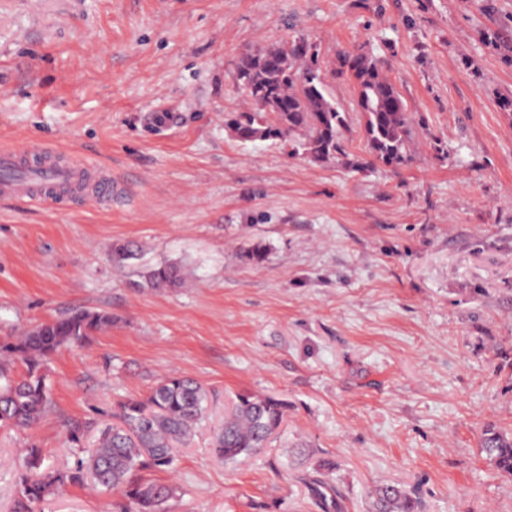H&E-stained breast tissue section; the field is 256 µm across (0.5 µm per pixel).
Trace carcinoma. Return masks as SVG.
Wrapping results in <instances>:
<instances>
[{
	"label": "carcinoma",
	"mask_w": 512,
	"mask_h": 512,
	"mask_svg": "<svg viewBox=\"0 0 512 512\" xmlns=\"http://www.w3.org/2000/svg\"><path fill=\"white\" fill-rule=\"evenodd\" d=\"M236 85L247 106L224 113V125L241 143L272 140L311 162L347 157L345 134L351 116L329 93V83L342 80L354 89V110L367 146V157L346 161L353 172L377 166L397 170L412 160L413 139L430 136L424 117L415 116L383 60L362 44L338 54L332 64L320 60L317 46L303 35L264 51L242 53L235 68ZM144 288H167L182 281L176 263L146 266L139 271ZM112 324L100 311L76 309L41 323L18 336L0 340V426L30 428L51 409L43 362L64 346L82 344ZM21 363L22 379L10 366ZM210 392L201 383L179 374L160 379L149 394L119 403V423L96 430V448L69 472H42L37 445L28 446L20 478V509L57 493L68 483H83L90 475L104 492H120L136 512H166L175 497L173 484L141 475L173 467L174 450L184 444L206 415ZM286 405L270 396L239 394L215 434L212 453L235 463L267 447L282 425ZM486 459L498 471L512 475V435L488 430L482 443ZM322 512H339L338 493L324 483L316 490ZM418 502L398 484L376 491L374 512H417Z\"/></svg>",
	"instance_id": "carcinoma-1"
}]
</instances>
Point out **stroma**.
Here are the masks:
<instances>
[{
	"label": "stroma",
	"mask_w": 512,
	"mask_h": 512,
	"mask_svg": "<svg viewBox=\"0 0 512 512\" xmlns=\"http://www.w3.org/2000/svg\"><path fill=\"white\" fill-rule=\"evenodd\" d=\"M382 11H375V2ZM476 0H0V149L62 148L111 170L123 205L0 201V338L73 308L109 329L45 364L53 409L0 427V512H16L21 450L76 465L96 446L66 425L111 420L171 373L212 393L168 471V512H319L321 464L341 512L399 484L422 512H512V475L482 437L512 433V60L480 32L512 22ZM324 62L367 42L447 156L417 140L396 171L313 163L237 141L235 63L296 35ZM171 112L173 126L152 117ZM141 247L119 263L115 246ZM258 245L261 264L242 263ZM184 282L140 287V266ZM272 396L267 448L218 462L236 395ZM120 494L69 485L33 512H119Z\"/></svg>",
	"instance_id": "stroma-1"
}]
</instances>
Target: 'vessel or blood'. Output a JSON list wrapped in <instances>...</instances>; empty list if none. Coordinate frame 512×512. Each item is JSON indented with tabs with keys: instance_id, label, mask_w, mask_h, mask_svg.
Segmentation results:
<instances>
[{
	"instance_id": "vessel-or-blood-1",
	"label": "vessel or blood",
	"mask_w": 512,
	"mask_h": 512,
	"mask_svg": "<svg viewBox=\"0 0 512 512\" xmlns=\"http://www.w3.org/2000/svg\"><path fill=\"white\" fill-rule=\"evenodd\" d=\"M75 194L103 206L121 199L124 186L106 170L39 144L0 150L1 199L63 206Z\"/></svg>"
}]
</instances>
